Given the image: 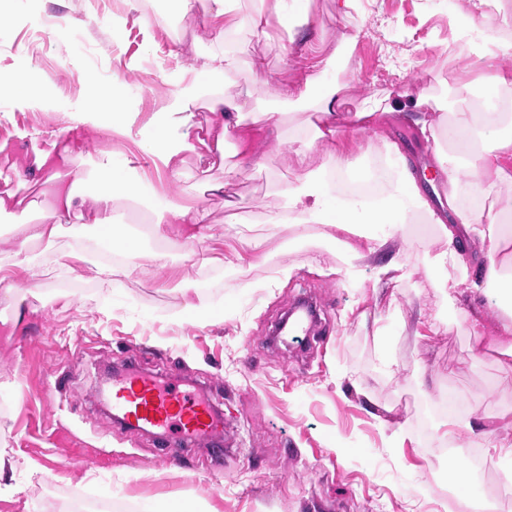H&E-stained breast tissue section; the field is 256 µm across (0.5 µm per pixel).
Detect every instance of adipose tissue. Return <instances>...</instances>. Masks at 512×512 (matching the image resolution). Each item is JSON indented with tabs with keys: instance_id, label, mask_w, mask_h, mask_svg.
I'll return each instance as SVG.
<instances>
[{
	"instance_id": "adipose-tissue-1",
	"label": "adipose tissue",
	"mask_w": 512,
	"mask_h": 512,
	"mask_svg": "<svg viewBox=\"0 0 512 512\" xmlns=\"http://www.w3.org/2000/svg\"><path fill=\"white\" fill-rule=\"evenodd\" d=\"M235 65V59L225 53L201 57L195 68L197 81L181 89L172 106L162 113L149 147L172 172L180 171L184 163L182 154L192 150L193 145L188 136L171 137L169 129L174 125L189 126L188 113L193 105L203 104L210 112L207 136L216 151H223L227 137L241 126L242 105L204 88L206 81L224 76ZM338 93L336 84L320 85L318 122L311 137L297 139L293 177L282 189L283 202L271 213L270 223L295 225L301 239L305 238L308 226L319 227L321 238L336 243L342 250L340 273L355 279L368 256L387 251L395 230L413 215L430 214L434 208L419 187V173L411 168L398 143L385 145L387 155L397 163V178L391 190L371 204L335 194L324 166L314 165L312 149L321 147L325 157L335 160L336 172H349V165L336 157V145L346 134L375 126L384 114L396 111L407 115L422 137L433 143L438 170L449 187L454 189L460 181H468L473 194L484 202L483 207L476 209L449 203L448 209L456 221L440 224L445 246L429 257L427 279L449 304L458 306L476 353L495 350L504 358H511L512 232L507 231L506 225L512 222V207L503 204L502 198L504 192L512 191V101L506 103L498 96H488L479 111L474 112L467 106L472 90L461 86L453 90L459 107L450 114L433 97L419 92L406 95L404 101L395 104L385 98L371 99L348 115L341 107ZM451 153L466 159V166H447ZM55 167L50 156L40 155L19 172L24 182L43 176L55 182L53 200L47 207H40L35 200L16 198L10 192L0 196V213L12 211L17 223L25 227L26 242L53 239L66 216L82 212L89 214L90 225H71L70 232L75 239L84 240L89 228L111 226L112 201L116 196L141 195L140 186L107 172L99 179L94 206L89 209L76 191L77 184L84 180L82 172H75L72 184L67 185L60 182ZM151 214V232L156 238H165L171 224H192L196 227V238L207 236L206 211L187 206L181 200L163 199L152 205ZM473 267L478 269L480 280H471L469 270ZM485 282L493 285L497 305L505 313L492 336L485 329L480 311L459 303L463 291L480 290Z\"/></svg>"
}]
</instances>
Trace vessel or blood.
I'll return each instance as SVG.
<instances>
[{
	"instance_id": "obj_1",
	"label": "vessel or blood",
	"mask_w": 512,
	"mask_h": 512,
	"mask_svg": "<svg viewBox=\"0 0 512 512\" xmlns=\"http://www.w3.org/2000/svg\"><path fill=\"white\" fill-rule=\"evenodd\" d=\"M112 407L137 426L182 441L205 439L223 423L206 401L135 371L113 378Z\"/></svg>"
}]
</instances>
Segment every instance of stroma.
<instances>
[{"label": "stroma", "instance_id": "1", "mask_svg": "<svg viewBox=\"0 0 512 512\" xmlns=\"http://www.w3.org/2000/svg\"><path fill=\"white\" fill-rule=\"evenodd\" d=\"M210 0L179 14L173 0H0V82L27 74L26 96L0 94V192L47 202L53 184L19 185L14 174L35 151L69 148L89 178L103 167L140 182L147 200L177 197L208 214L209 238L189 224L165 238L140 232L145 203H112L113 226L141 252L111 285L72 257L68 230L26 252L36 287L15 330L0 326V447L14 449L12 489L0 512H43L36 492L78 488L160 502L171 512H462L449 493L448 460L437 449L466 450L475 488L494 482L500 512H512V481L492 449L458 429L447 413H428L443 394L497 417L512 441V366L475 356L468 327L425 288L426 257L443 241L428 215L396 233L412 275L377 281L367 261L360 282L336 268V253L312 240L296 244L288 226L269 223L292 177L291 135L314 112L295 97L308 74L342 88L345 110L370 95L427 91L448 96L471 83L490 94L480 56L512 40V19L475 15L470 0H359L349 16L337 0H310L322 39L293 42L277 17L267 31L245 23L255 0H239L234 23L211 16ZM171 22H154L156 10ZM58 16L55 25L45 24ZM229 52L236 69L212 91L244 104L242 126L258 170L234 179V206L204 194L221 165L188 159L173 174L150 151L159 112L194 78L198 57ZM263 60L274 90L258 91L252 64ZM96 76L83 84L84 73ZM121 84L115 122L89 111ZM398 141L417 164L434 165L417 128L387 118L378 133L350 135L340 153L365 166ZM163 254L155 262L153 254ZM288 277H277L280 269ZM190 296H183V289ZM302 299L315 300L316 326L305 347L275 345L272 331ZM131 367L205 394L222 415L218 446L183 445L113 422L98 389L106 365ZM42 466L29 480L25 461Z\"/></svg>", "mask_w": 512, "mask_h": 512}]
</instances>
